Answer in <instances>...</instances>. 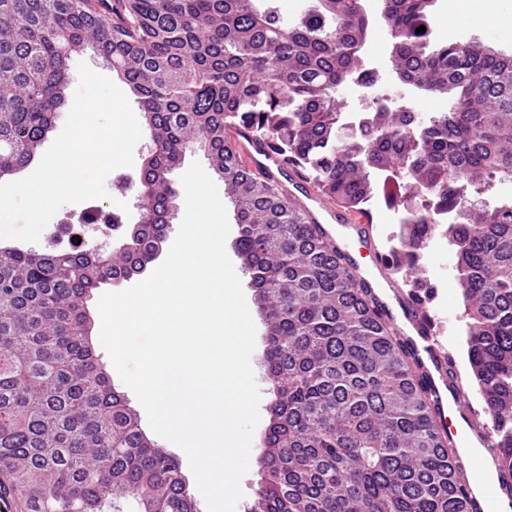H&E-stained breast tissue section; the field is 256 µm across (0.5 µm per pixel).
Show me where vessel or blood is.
Wrapping results in <instances>:
<instances>
[{
  "label": "vessel or blood",
  "instance_id": "obj_1",
  "mask_svg": "<svg viewBox=\"0 0 512 512\" xmlns=\"http://www.w3.org/2000/svg\"><path fill=\"white\" fill-rule=\"evenodd\" d=\"M238 163L247 171L268 177L279 183L284 195L326 234L348 239L361 236L366 217L355 210L344 208L336 200L323 194L316 180L297 167L288 166L284 158L267 142L228 126ZM358 278L371 290L391 325L419 351L423 370L439 399L440 406H455L461 421L474 435V443L483 448L484 463L493 465L500 452L496 434L485 418L473 410L458 385H450L443 357L444 338L435 325L424 320L408 296L397 292L383 260H376L374 270L358 269Z\"/></svg>",
  "mask_w": 512,
  "mask_h": 512
}]
</instances>
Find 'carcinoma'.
Segmentation results:
<instances>
[{
	"label": "carcinoma",
	"mask_w": 512,
	"mask_h": 512,
	"mask_svg": "<svg viewBox=\"0 0 512 512\" xmlns=\"http://www.w3.org/2000/svg\"><path fill=\"white\" fill-rule=\"evenodd\" d=\"M434 4L380 0V18L397 79L454 105L421 120L378 99L354 128L335 93L365 72L361 0H313L291 25L270 0H0V171L39 151L87 45L130 86L157 146L141 176L148 220L123 231L126 247L107 259L0 248V475L25 512H121L127 498L137 512H197L179 459L100 364L83 301L155 260L189 150L224 180L266 325L273 399L250 512H464L468 472L416 356L320 225L236 163L227 121L350 209L379 195L403 208L396 272L421 271L448 214L470 375L512 493V199H485L512 179V54L432 44ZM104 220L123 227L110 209L83 215Z\"/></svg>",
	"instance_id": "1"
}]
</instances>
